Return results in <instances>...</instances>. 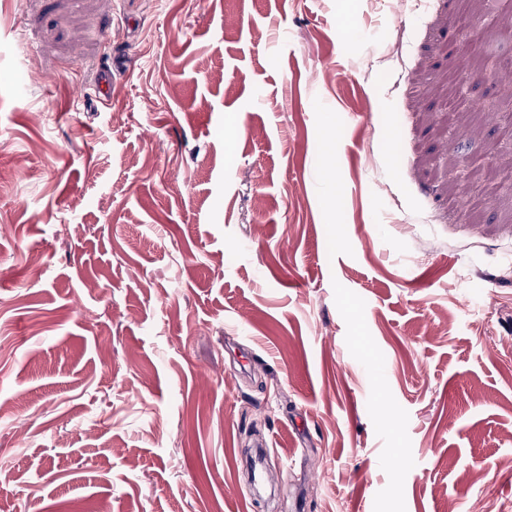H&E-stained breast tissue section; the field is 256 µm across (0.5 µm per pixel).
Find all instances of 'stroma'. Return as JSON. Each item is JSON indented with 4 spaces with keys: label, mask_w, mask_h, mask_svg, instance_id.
Here are the masks:
<instances>
[{
    "label": "stroma",
    "mask_w": 512,
    "mask_h": 512,
    "mask_svg": "<svg viewBox=\"0 0 512 512\" xmlns=\"http://www.w3.org/2000/svg\"><path fill=\"white\" fill-rule=\"evenodd\" d=\"M505 8L0 0V512H512Z\"/></svg>",
    "instance_id": "35a3bbf8"
}]
</instances>
